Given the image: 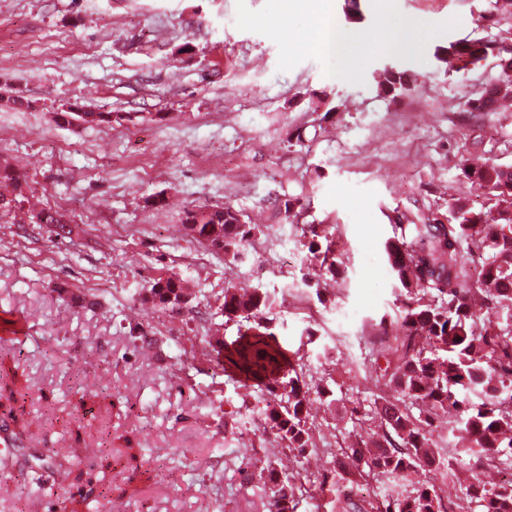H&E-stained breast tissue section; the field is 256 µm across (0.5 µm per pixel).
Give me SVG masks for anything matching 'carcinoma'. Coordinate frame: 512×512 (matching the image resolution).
I'll return each instance as SVG.
<instances>
[{
	"label": "carcinoma",
	"mask_w": 512,
	"mask_h": 512,
	"mask_svg": "<svg viewBox=\"0 0 512 512\" xmlns=\"http://www.w3.org/2000/svg\"><path fill=\"white\" fill-rule=\"evenodd\" d=\"M501 58L500 82L512 84V56L494 41L463 39L439 45L435 56L443 64L453 58L462 69L494 53ZM382 92L396 99L412 90L403 71H384ZM497 88L484 89L470 102V112H491ZM62 120L71 124L112 122L110 112H66ZM460 180L484 190L485 203L473 209L455 200L435 208L406 207L398 213L401 234L386 242L392 273L404 292L396 317L400 343L389 353L384 372L388 384L401 398L416 405L413 418L396 402L376 407L386 427L383 440L370 444L360 440L333 461L336 479L355 471L359 476L378 471L408 487L405 494L379 506L365 507L343 496L341 512H443L435 486L422 478L443 465L439 449L432 447V428L440 414L450 413L460 426V445L454 460L472 470L487 462L512 467V405L504 399L512 394V324L506 327L482 323L471 300L480 296L492 310L512 319V166L486 163L464 164ZM0 183L11 186L0 194V221L7 224L25 201L27 182L13 169L0 166ZM446 223H441L438 216ZM193 222L187 234L206 242L215 252L221 245L233 247L225 253L231 261L243 255L256 227L232 222L229 206L199 205L185 212ZM35 223L51 226L65 235H78L82 228L64 219L52 208L36 213ZM308 251L325 254L326 273L341 275V264L328 258L333 241L330 226H309ZM478 250L486 255L478 275L469 274L465 256ZM275 304L268 291L229 284L224 288V317L253 320L259 332L224 345V368L258 383L272 401L266 415L270 429L297 452L296 463L304 464L307 449L315 447L307 428V392L286 349L270 331L265 314ZM263 484H271V512H286L294 501L298 474L259 472ZM462 500L474 505L473 512H512V482L487 486L479 478L464 488Z\"/></svg>",
	"instance_id": "1"
}]
</instances>
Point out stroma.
Segmentation results:
<instances>
[{
  "instance_id": "stroma-1",
  "label": "stroma",
  "mask_w": 512,
  "mask_h": 512,
  "mask_svg": "<svg viewBox=\"0 0 512 512\" xmlns=\"http://www.w3.org/2000/svg\"><path fill=\"white\" fill-rule=\"evenodd\" d=\"M382 9L392 28L408 29L407 46L381 51ZM315 10V0L291 10L284 0H0V97L14 99L0 104V165L32 187L15 223L0 222V312L28 326L0 345V395L70 470L0 468V512H28L35 479L40 512L106 487L111 512H270L269 488H243L241 469L281 473L296 462L262 428L258 387L225 370L207 342L254 329L222 316L230 282L276 296L273 331L309 389L317 447L296 512H309L314 493L322 512H336L332 458L356 437L381 438L374 401L392 393L368 342L397 313L385 244L398 229L387 213L452 195L484 201L459 173L476 122L467 102L496 82L499 60L448 71L434 50L462 38L512 44V14L495 0H359L350 16L334 0L332 25L365 43L355 51L311 48ZM388 64L414 79L410 95L381 92ZM71 107L112 121L60 123ZM477 122L481 155L512 162V103ZM159 194L166 206L146 204ZM285 198L301 207L299 223L274 208ZM200 204L230 205L256 226L243 261L186 235L184 213ZM49 207L82 234L30 222V210ZM313 224L335 228L336 280L311 263ZM171 273L194 295L180 312L143 297ZM72 294L101 306L75 308ZM107 383L105 402L97 393ZM105 430L106 455L89 454Z\"/></svg>"
}]
</instances>
